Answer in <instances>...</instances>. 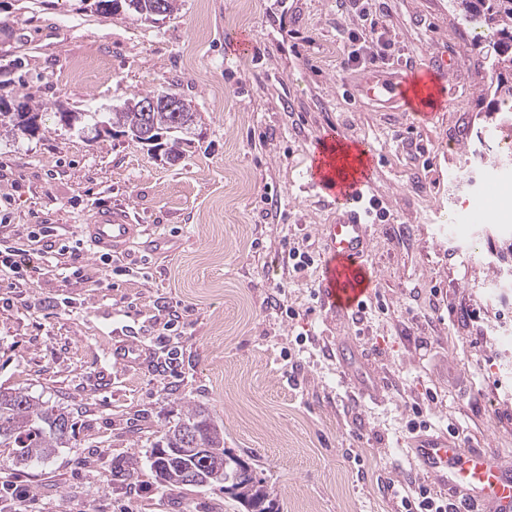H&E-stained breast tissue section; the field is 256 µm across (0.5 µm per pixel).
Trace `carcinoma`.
Masks as SVG:
<instances>
[{"label":"carcinoma","mask_w":512,"mask_h":512,"mask_svg":"<svg viewBox=\"0 0 512 512\" xmlns=\"http://www.w3.org/2000/svg\"><path fill=\"white\" fill-rule=\"evenodd\" d=\"M125 5L141 17H151L153 0H112L117 10ZM453 6L471 24L480 26L494 38L492 70L496 77L485 89L496 102H512V0H453ZM166 91L158 90L140 95L123 107L108 113V123L123 129L131 140L146 143L143 134L155 130L166 136L165 153L172 159L179 158L183 145L192 142L198 125L196 112H170L158 108L153 112L141 111L140 104L159 99ZM22 111L4 120L1 128L27 130L34 134L37 113L26 104ZM72 425L62 413L36 401L20 390L0 389V447L14 448L18 463L43 460L57 448L70 441ZM236 455L224 448V424L205 409L190 402L181 406L180 416L152 445L150 468L159 483L175 490L189 484L209 486L218 479L213 477L212 465L216 460L234 459ZM231 495L245 504L250 512H281L276 498L262 477Z\"/></svg>","instance_id":"carcinoma-1"}]
</instances>
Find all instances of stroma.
Listing matches in <instances>:
<instances>
[{"instance_id": "35a3bbf8", "label": "stroma", "mask_w": 512, "mask_h": 512, "mask_svg": "<svg viewBox=\"0 0 512 512\" xmlns=\"http://www.w3.org/2000/svg\"><path fill=\"white\" fill-rule=\"evenodd\" d=\"M372 3L409 67L457 55L456 90L432 117L385 102L398 68L344 70L341 0H178L149 19L89 0H0V97L29 103L40 126L0 132V245L22 266L0 272V386L59 407L74 430L43 461L0 447V512H245L215 486L156 483L151 446L182 400L223 422L225 448L256 464L281 512H399L387 485L413 468V401L431 429L455 425L462 445L512 457V343L495 332L512 324V292L484 300L512 251L498 216L456 230L462 199L512 176L503 152L477 143L492 56L472 50L450 0ZM162 89L201 118L173 163L60 119ZM336 127L373 143L365 196L387 214L368 227L378 285L361 334L311 301L318 267L296 276L288 263L293 245L321 253L318 229L336 220L331 199L304 189L313 147ZM111 208L143 233L105 259L81 227ZM476 240L488 254L473 256ZM279 284L295 318L266 306ZM126 337L139 359L119 367ZM340 342L381 403L350 388ZM130 458L135 475L115 476Z\"/></svg>"}]
</instances>
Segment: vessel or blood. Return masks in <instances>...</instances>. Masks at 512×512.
<instances>
[{"mask_svg": "<svg viewBox=\"0 0 512 512\" xmlns=\"http://www.w3.org/2000/svg\"><path fill=\"white\" fill-rule=\"evenodd\" d=\"M447 70L433 75L434 83L424 89L417 107L420 114L431 112L447 89ZM360 157L355 174L326 177L312 174L310 185L332 198L338 211L335 223L325 225L324 255L318 295L329 316L356 311L368 297L374 283L366 265L372 248L368 225L360 209L371 185L376 162L373 144L356 142ZM83 233L100 251L118 253L141 233L123 211L97 213ZM409 455L415 467L446 486L451 499L463 512L480 506L482 512H512V459L493 456L482 448H466L456 438L442 433L417 432L409 440Z\"/></svg>", "mask_w": 512, "mask_h": 512, "instance_id": "vessel-or-blood-1", "label": "vessel or blood"}]
</instances>
